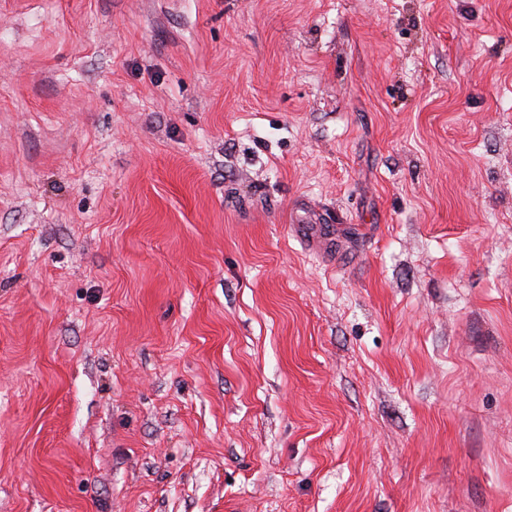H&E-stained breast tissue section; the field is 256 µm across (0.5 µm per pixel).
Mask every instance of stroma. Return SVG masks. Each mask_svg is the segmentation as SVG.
<instances>
[{
    "label": "stroma",
    "instance_id": "stroma-1",
    "mask_svg": "<svg viewBox=\"0 0 512 512\" xmlns=\"http://www.w3.org/2000/svg\"><path fill=\"white\" fill-rule=\"evenodd\" d=\"M0 512H512V0H0Z\"/></svg>",
    "mask_w": 512,
    "mask_h": 512
}]
</instances>
